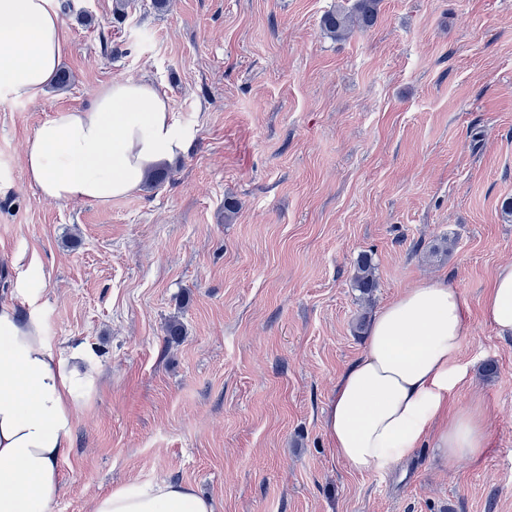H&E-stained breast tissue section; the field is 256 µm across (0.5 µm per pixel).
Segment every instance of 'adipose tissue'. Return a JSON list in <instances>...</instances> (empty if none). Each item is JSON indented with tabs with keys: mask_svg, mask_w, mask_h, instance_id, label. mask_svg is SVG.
Masks as SVG:
<instances>
[{
	"mask_svg": "<svg viewBox=\"0 0 512 512\" xmlns=\"http://www.w3.org/2000/svg\"><path fill=\"white\" fill-rule=\"evenodd\" d=\"M65 50L56 0H0V97L33 100L53 81ZM184 149L167 99L147 81L115 80L91 105L61 110L35 132L24 172L43 199L108 204L139 189ZM489 322L512 335V266L484 300ZM462 295L442 281L403 291L375 316L364 355L340 378L325 416L335 455L351 470L392 469L428 437L444 461L487 449L481 402L449 411L466 377ZM78 363L65 361L36 314L0 303V512H47L62 490L57 467L80 407ZM91 512H215L182 482L133 481L97 496Z\"/></svg>",
	"mask_w": 512,
	"mask_h": 512,
	"instance_id": "obj_1",
	"label": "adipose tissue"
}]
</instances>
